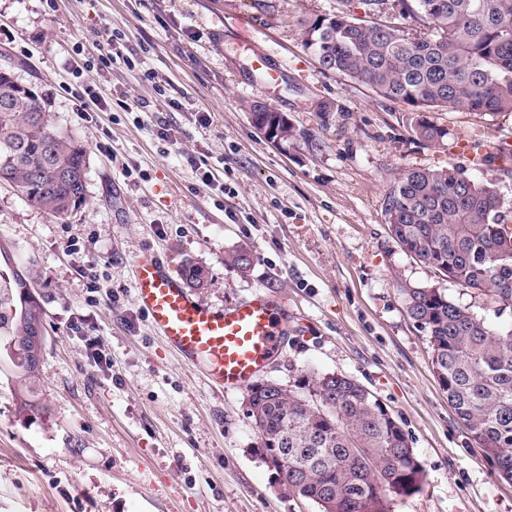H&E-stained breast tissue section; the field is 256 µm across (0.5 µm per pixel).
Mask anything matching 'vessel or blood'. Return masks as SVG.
<instances>
[{"instance_id": "1", "label": "vessel or blood", "mask_w": 512, "mask_h": 512, "mask_svg": "<svg viewBox=\"0 0 512 512\" xmlns=\"http://www.w3.org/2000/svg\"><path fill=\"white\" fill-rule=\"evenodd\" d=\"M135 300L153 328L188 366L227 392L248 388L281 350L290 331L287 302L257 292L216 310L185 287L157 254L138 258Z\"/></svg>"}]
</instances>
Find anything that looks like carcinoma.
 Wrapping results in <instances>:
<instances>
[{"mask_svg":"<svg viewBox=\"0 0 512 512\" xmlns=\"http://www.w3.org/2000/svg\"><path fill=\"white\" fill-rule=\"evenodd\" d=\"M401 15L424 17L417 34L391 21L364 26L325 14L307 23L304 47L320 68L369 85L379 96L413 107L405 121L419 141L446 133L426 113L461 106L512 112V0H400ZM88 171L82 140L57 126L48 105L0 77V181L27 203L65 218L86 201V181L61 168ZM390 237L410 256L465 288L512 306V229L504 223L493 182L459 171L411 168L384 203ZM252 252L237 246L224 265L247 271ZM36 264L11 268L0 288V352L27 388L21 408L45 415L34 400L45 340L30 339L46 322L51 293L34 287ZM406 309L427 336L434 374L456 415L498 475L512 481V328L493 329L437 287L400 283ZM248 414L259 448L285 488L320 512H389L388 494L419 490L420 469L400 424L356 379L303 377L289 387L248 389ZM306 466L303 478L297 466Z\"/></svg>","mask_w":512,"mask_h":512,"instance_id":"cac0c4a2","label":"carcinoma"}]
</instances>
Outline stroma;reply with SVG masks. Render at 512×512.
<instances>
[{
  "instance_id": "35a3bbf8",
  "label": "stroma",
  "mask_w": 512,
  "mask_h": 512,
  "mask_svg": "<svg viewBox=\"0 0 512 512\" xmlns=\"http://www.w3.org/2000/svg\"><path fill=\"white\" fill-rule=\"evenodd\" d=\"M342 11L366 8L361 0H0V57L89 154L86 201L63 219L0 183V250L18 267L37 259L40 283L54 292L39 389L46 416L22 413L25 387L0 362V512H320L279 487L246 391L211 389L138 309L133 264L146 251L176 272L187 259L204 266L208 285L194 294L213 309L259 291L287 301L294 331L260 378L290 386L342 373L371 391L421 466L419 491L392 496L391 512H512V482L449 405L400 284L441 288L495 329L512 325V310L406 255L383 213L403 170L473 174V156L512 141V114L448 107L430 115L443 141L416 140L403 121L407 104L322 71L305 49L303 20ZM115 29L139 65L114 64L105 80L84 73L96 96L79 104L69 93L73 61L110 53ZM259 52L280 71L275 88L252 67ZM149 70L189 101L169 115L182 130L177 142L157 139L153 113L137 123L115 104L120 89L154 103ZM255 100L287 114L295 138L280 147L263 138L249 121ZM199 112L208 125L196 123ZM188 152L234 194L197 184ZM238 245L253 254L243 274L224 264ZM89 266L99 291L83 275ZM81 314L105 367L70 330Z\"/></svg>"
}]
</instances>
